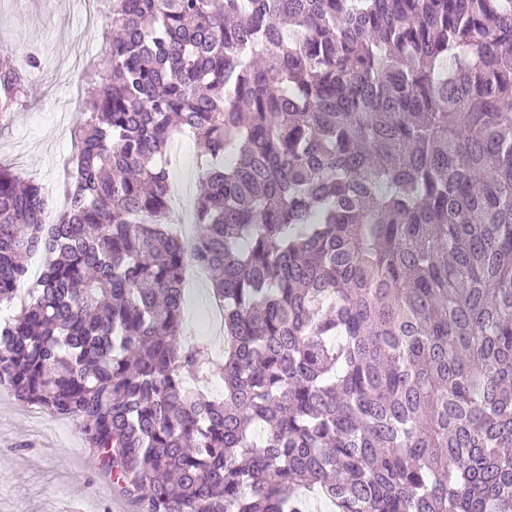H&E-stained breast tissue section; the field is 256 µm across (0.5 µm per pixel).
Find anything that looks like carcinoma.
Returning a JSON list of instances; mask_svg holds the SVG:
<instances>
[{"label":"carcinoma","mask_w":512,"mask_h":512,"mask_svg":"<svg viewBox=\"0 0 512 512\" xmlns=\"http://www.w3.org/2000/svg\"><path fill=\"white\" fill-rule=\"evenodd\" d=\"M110 14L66 210L0 166V385L75 422L138 512H512V0ZM37 66L0 51V124ZM190 265L217 367L181 341ZM214 370L220 399L189 383ZM170 170L173 183L177 180L189 181L190 192L194 181L198 185L197 156L193 138L187 141L181 152L172 159Z\"/></svg>","instance_id":"1"}]
</instances>
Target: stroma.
I'll use <instances>...</instances> for the list:
<instances>
[{
    "label": "stroma",
    "mask_w": 512,
    "mask_h": 512,
    "mask_svg": "<svg viewBox=\"0 0 512 512\" xmlns=\"http://www.w3.org/2000/svg\"><path fill=\"white\" fill-rule=\"evenodd\" d=\"M109 24L106 16L87 24L79 0H0V48L40 59L26 107L0 127V165L57 198L81 106L73 90L104 56ZM118 501L73 421L19 405L0 388V512H112Z\"/></svg>",
    "instance_id": "stroma-1"
}]
</instances>
